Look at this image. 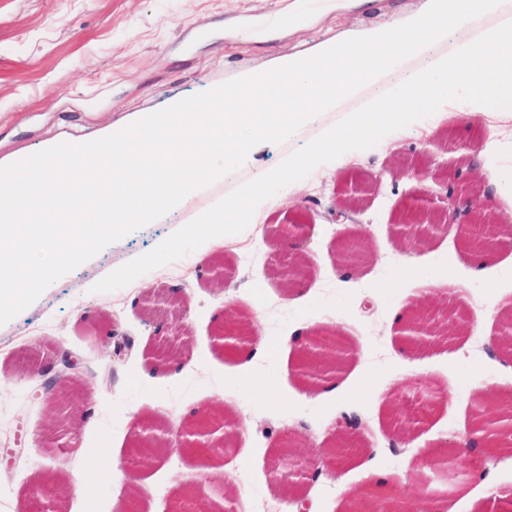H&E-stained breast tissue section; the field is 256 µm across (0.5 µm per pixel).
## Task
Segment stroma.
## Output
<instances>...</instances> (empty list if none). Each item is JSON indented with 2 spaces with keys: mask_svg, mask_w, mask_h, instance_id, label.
<instances>
[{
  "mask_svg": "<svg viewBox=\"0 0 512 512\" xmlns=\"http://www.w3.org/2000/svg\"><path fill=\"white\" fill-rule=\"evenodd\" d=\"M429 0H0V162L34 153L53 142L97 139L101 121L122 128L140 113L208 91L248 73L274 68L285 56H306L326 41L387 27L423 14ZM485 14L455 27L423 53L396 65L351 96L305 123L283 143L262 142L244 163L179 207L109 244L47 287L29 307L0 325V461L14 451L8 481L0 483V512H17L48 470L78 473L66 512H121L115 492L126 483L122 464L133 446L137 419L171 429L226 403L242 433L224 459L172 455L140 471L135 484L143 512H168L170 500L194 485L211 512L225 502L213 480L229 481L243 512H280L282 485L271 457L283 430L295 429L310 450L328 443L336 421L357 413L369 454L336 480H309L313 512H349V496L386 484L403 499L418 496L423 465L447 454V444L471 427L474 399L512 394V357H492L486 347L512 304V244L500 247L474 276L456 235L439 233L402 252L394 233L411 198L446 192V184L478 138L499 149L477 163L495 175L489 210L512 222V120L499 113L433 114L385 136L368 150L317 166L306 178L260 204L241 233L223 247L203 243L181 258L186 275L160 266L129 285L97 292L99 280L148 253L196 216L246 182L279 165L328 128L498 26ZM379 177L378 188L351 220L335 213L347 188ZM304 224L303 236L283 232ZM372 245L374 261L344 269L335 241L353 234ZM302 252L312 276L283 287L273 252ZM231 271L223 290L211 282L213 259ZM466 311L474 324L459 335L409 352L398 330L410 302L422 291ZM181 301L173 316L170 298ZM251 321L273 346L304 339L331 326L353 349L337 375L343 396L308 393L279 355L254 364L217 349L213 338L226 315ZM135 347L122 362L111 355L116 336ZM57 340L84 361L87 394L73 409L75 429L61 434L69 454L46 451L49 423L38 379L10 372L27 351ZM152 360H145V353ZM393 389L401 409L419 420L410 442L393 444L382 396ZM512 455H473L448 483L441 512H512Z\"/></svg>",
  "mask_w": 512,
  "mask_h": 512,
  "instance_id": "35a3bbf8",
  "label": "stroma"
}]
</instances>
